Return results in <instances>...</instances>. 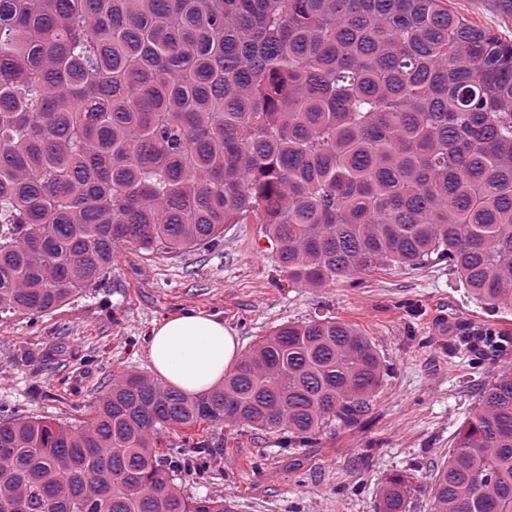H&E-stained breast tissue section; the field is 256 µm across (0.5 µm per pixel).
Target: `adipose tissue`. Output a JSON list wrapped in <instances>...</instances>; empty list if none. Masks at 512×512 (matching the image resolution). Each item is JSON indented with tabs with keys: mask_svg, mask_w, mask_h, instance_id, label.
Listing matches in <instances>:
<instances>
[{
	"mask_svg": "<svg viewBox=\"0 0 512 512\" xmlns=\"http://www.w3.org/2000/svg\"><path fill=\"white\" fill-rule=\"evenodd\" d=\"M149 356L164 384L197 396L223 382L239 359L238 342L219 315L181 311L155 324Z\"/></svg>",
	"mask_w": 512,
	"mask_h": 512,
	"instance_id": "obj_1",
	"label": "adipose tissue"
}]
</instances>
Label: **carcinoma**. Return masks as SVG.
<instances>
[{"label": "carcinoma", "mask_w": 512, "mask_h": 512, "mask_svg": "<svg viewBox=\"0 0 512 512\" xmlns=\"http://www.w3.org/2000/svg\"><path fill=\"white\" fill-rule=\"evenodd\" d=\"M264 225L288 281L322 288L446 261L512 307V42L447 0H0V320L33 324L95 285L117 249L213 248ZM485 355L504 334L467 330ZM385 376L333 317L280 324L224 383L188 396L143 374L86 417L0 407V512H235L183 495L203 423L302 448L355 425ZM392 477L377 512H406ZM432 512H512V367L432 476Z\"/></svg>", "instance_id": "carcinoma-1"}]
</instances>
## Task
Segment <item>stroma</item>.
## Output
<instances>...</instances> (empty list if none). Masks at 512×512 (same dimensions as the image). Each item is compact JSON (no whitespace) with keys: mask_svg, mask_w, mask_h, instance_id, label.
Wrapping results in <instances>:
<instances>
[{"mask_svg":"<svg viewBox=\"0 0 512 512\" xmlns=\"http://www.w3.org/2000/svg\"><path fill=\"white\" fill-rule=\"evenodd\" d=\"M475 24L512 41V0H451ZM220 315L240 351L288 321L316 315L356 325L388 367L354 426L324 427L305 448L276 434L204 423L211 469L180 473L185 496L233 498L237 512H377L392 475L413 486L408 512H431L430 483L454 437L512 345L479 363L460 355L453 325H495L512 336V309L489 310L460 288L447 262L366 271L323 288L289 282L263 225L232 224L213 250L156 257L120 250L102 284L29 324L0 321V406L13 415L68 422L112 377L153 374L154 324L183 310Z\"/></svg>","mask_w":512,"mask_h":512,"instance_id":"obj_1","label":"stroma"}]
</instances>
